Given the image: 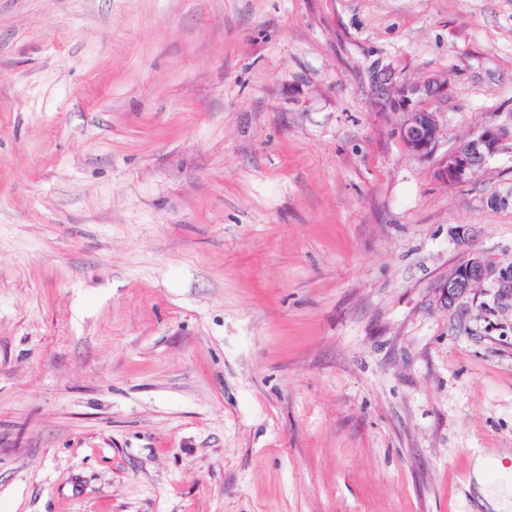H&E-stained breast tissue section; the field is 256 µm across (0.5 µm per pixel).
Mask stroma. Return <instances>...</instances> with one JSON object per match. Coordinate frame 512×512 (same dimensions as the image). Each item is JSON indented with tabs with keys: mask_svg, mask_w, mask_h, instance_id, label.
I'll return each mask as SVG.
<instances>
[{
	"mask_svg": "<svg viewBox=\"0 0 512 512\" xmlns=\"http://www.w3.org/2000/svg\"><path fill=\"white\" fill-rule=\"evenodd\" d=\"M486 126L512 0H0V512H485L512 140L438 171ZM370 84L391 112L402 115L398 134L409 152L427 158L436 150L438 125L434 113L419 110L418 100L438 97L447 91L445 85L431 78L422 82L399 80L389 66H377L370 73ZM510 138L512 126L509 128L486 126L479 134L460 145L443 162L439 169L441 179L451 183L466 182L470 175L481 168L486 159L494 154L500 143ZM494 271V263L482 253L464 249L459 263L448 274L444 296L454 304L468 296Z\"/></svg>",
	"mask_w": 512,
	"mask_h": 512,
	"instance_id": "35a3bbf8",
	"label": "stroma"
}]
</instances>
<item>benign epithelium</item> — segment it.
<instances>
[{"instance_id": "obj_1", "label": "benign epithelium", "mask_w": 512, "mask_h": 512, "mask_svg": "<svg viewBox=\"0 0 512 512\" xmlns=\"http://www.w3.org/2000/svg\"><path fill=\"white\" fill-rule=\"evenodd\" d=\"M370 84L392 112L402 115L398 134L409 152L417 158H427L436 150L438 125L434 113L417 108L423 98L442 96L445 85L431 78L422 82L400 80L389 66H377L370 73ZM512 139V128L486 126L479 134L460 145L439 169L441 179L464 183L494 154L500 143ZM494 271V263L483 254L466 249L461 260L448 274L444 296L453 304L468 296Z\"/></svg>"}]
</instances>
